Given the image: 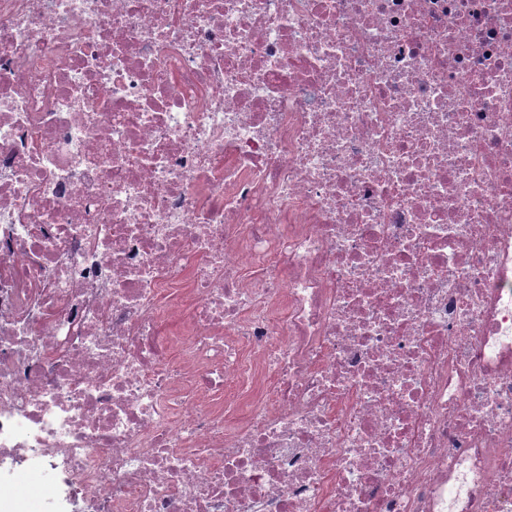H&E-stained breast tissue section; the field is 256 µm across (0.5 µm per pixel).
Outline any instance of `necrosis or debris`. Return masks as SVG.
I'll list each match as a JSON object with an SVG mask.
<instances>
[{
	"mask_svg": "<svg viewBox=\"0 0 512 512\" xmlns=\"http://www.w3.org/2000/svg\"><path fill=\"white\" fill-rule=\"evenodd\" d=\"M0 468L512 512V0H0Z\"/></svg>",
	"mask_w": 512,
	"mask_h": 512,
	"instance_id": "4bbe7bcc",
	"label": "necrosis or debris"
}]
</instances>
